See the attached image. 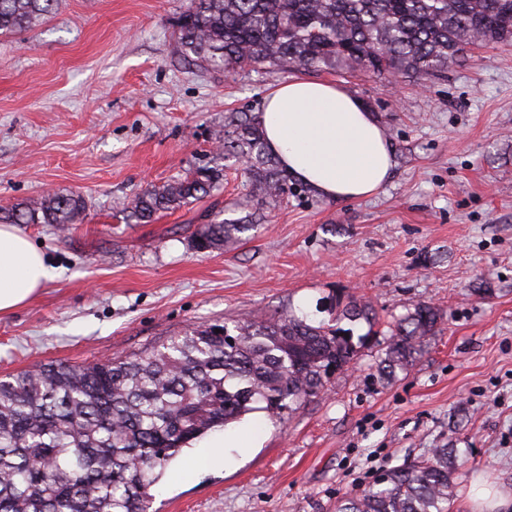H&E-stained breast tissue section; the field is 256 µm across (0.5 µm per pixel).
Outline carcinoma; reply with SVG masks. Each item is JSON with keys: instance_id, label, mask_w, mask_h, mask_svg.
<instances>
[{"instance_id": "cac0c4a2", "label": "carcinoma", "mask_w": 512, "mask_h": 512, "mask_svg": "<svg viewBox=\"0 0 512 512\" xmlns=\"http://www.w3.org/2000/svg\"><path fill=\"white\" fill-rule=\"evenodd\" d=\"M56 0H0V36L20 34ZM176 51L188 64L226 72L245 64L378 77H438L469 46L512 39V0H188ZM220 153L245 164L249 196L264 205L293 190L253 119L232 113ZM224 168L199 166L134 196L138 223L216 190ZM79 195L48 191L0 208L1 224L85 218ZM251 225L198 226L194 247L222 250ZM367 331L314 323L289 312L266 320L202 324L142 355L103 363L40 364L0 380V512H148L150 489L181 448L242 416L281 418L317 397L329 369L341 373L360 350L386 337L389 378L438 331L442 313L423 302L386 322L368 302L342 310ZM455 448L388 467L371 485L336 501V512H451Z\"/></svg>"}]
</instances>
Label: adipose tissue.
<instances>
[{
    "instance_id": "1",
    "label": "adipose tissue",
    "mask_w": 512,
    "mask_h": 512,
    "mask_svg": "<svg viewBox=\"0 0 512 512\" xmlns=\"http://www.w3.org/2000/svg\"><path fill=\"white\" fill-rule=\"evenodd\" d=\"M257 120L269 150L318 196L351 201L391 178L394 149L378 118L336 84L294 79L273 89ZM44 253L10 224L0 225V315L28 303L51 279Z\"/></svg>"
}]
</instances>
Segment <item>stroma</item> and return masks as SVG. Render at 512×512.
Returning a JSON list of instances; mask_svg holds the SVG:
<instances>
[{
    "mask_svg": "<svg viewBox=\"0 0 512 512\" xmlns=\"http://www.w3.org/2000/svg\"><path fill=\"white\" fill-rule=\"evenodd\" d=\"M186 4L59 0L37 27L0 36V207L48 191L86 203L68 232L21 227L54 277L0 315V378L134 356L202 323L290 310L321 321L352 298L387 321L427 302L440 330L406 370L383 377V346L362 349L293 415H260L253 448L193 471L174 460L149 512H334L385 466L442 446L460 455L453 512H468L478 480L511 495L512 41L467 50L443 79L328 74L378 117L391 180L354 201L291 193L238 244L204 252L191 239L206 214L254 206L216 133L295 74L182 62ZM201 165L224 169L213 196L127 223L136 194Z\"/></svg>",
    "mask_w": 512,
    "mask_h": 512,
    "instance_id": "35a3bbf8",
    "label": "stroma"
}]
</instances>
